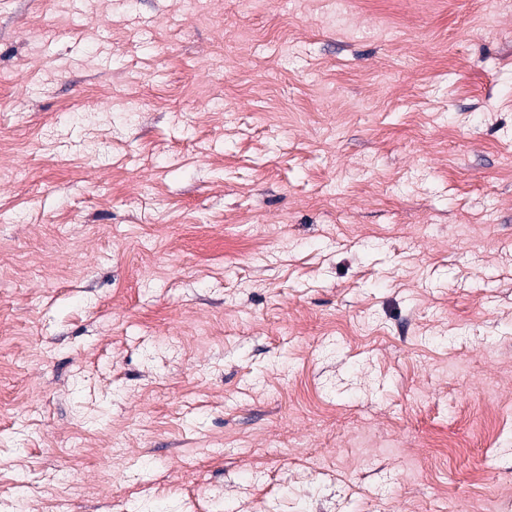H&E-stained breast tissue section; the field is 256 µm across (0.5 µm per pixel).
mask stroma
<instances>
[{"instance_id": "obj_1", "label": "stroma", "mask_w": 512, "mask_h": 512, "mask_svg": "<svg viewBox=\"0 0 512 512\" xmlns=\"http://www.w3.org/2000/svg\"><path fill=\"white\" fill-rule=\"evenodd\" d=\"M337 5L0 0V512L512 502V0Z\"/></svg>"}]
</instances>
